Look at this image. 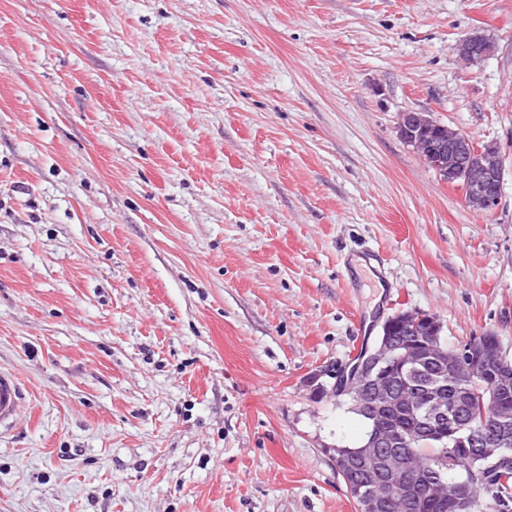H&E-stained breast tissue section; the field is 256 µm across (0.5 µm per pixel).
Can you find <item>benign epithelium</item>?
<instances>
[{
  "instance_id": "1",
  "label": "benign epithelium",
  "mask_w": 512,
  "mask_h": 512,
  "mask_svg": "<svg viewBox=\"0 0 512 512\" xmlns=\"http://www.w3.org/2000/svg\"><path fill=\"white\" fill-rule=\"evenodd\" d=\"M454 51L467 64L491 54L487 39L479 35L457 43ZM441 127L430 113L409 111L400 113L397 133L439 178L463 186L468 205L485 213L495 210L501 199L504 157L499 154L491 162L483 148L468 139L441 136ZM404 317L409 327L396 336L387 331L377 338L336 383L338 393L371 421L364 445L341 453L336 467L350 496L357 498L358 512H387L395 496L410 500L421 494L429 495L443 512H479L469 485L512 462V413L501 408L512 394V361L492 334L449 352L440 322L431 321V327L421 332L423 312L407 310ZM465 368L468 380L458 384L454 396L446 397L447 379L460 376ZM488 376V397L499 414L491 426L474 430L463 420V411L473 396L471 384L483 383ZM396 404L426 420L425 437L453 449H470L457 478H448L446 467L429 472L408 462L414 438L393 426L389 409Z\"/></svg>"
}]
</instances>
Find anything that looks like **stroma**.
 <instances>
[{
	"label": "stroma",
	"instance_id": "1",
	"mask_svg": "<svg viewBox=\"0 0 512 512\" xmlns=\"http://www.w3.org/2000/svg\"><path fill=\"white\" fill-rule=\"evenodd\" d=\"M401 309L512 359V0H0V512H357L314 387ZM456 55L465 63L473 64L491 54L490 44L483 36H471L454 47ZM438 128L444 125L429 112L400 113L397 133L400 139L415 149L439 178L448 176V184L460 183L469 206L484 213L497 208L501 199L504 157L499 151L493 162L481 146L459 136L448 140ZM22 401L19 378L11 370L0 369V432L14 423Z\"/></svg>",
	"mask_w": 512,
	"mask_h": 512
}]
</instances>
